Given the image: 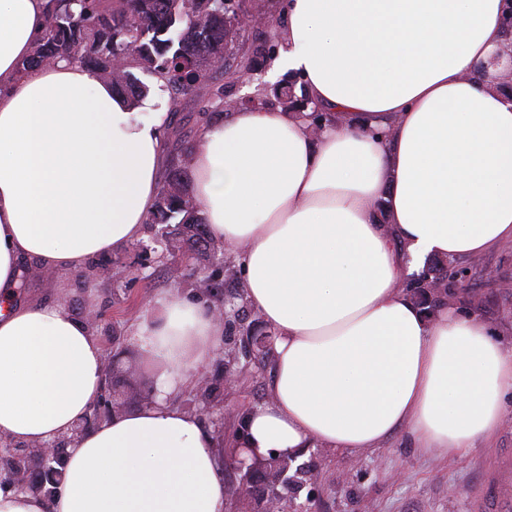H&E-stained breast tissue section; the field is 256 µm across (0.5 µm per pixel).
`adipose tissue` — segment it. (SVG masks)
<instances>
[{
  "mask_svg": "<svg viewBox=\"0 0 512 512\" xmlns=\"http://www.w3.org/2000/svg\"><path fill=\"white\" fill-rule=\"evenodd\" d=\"M48 0H0V436L67 434L106 352L63 304L20 303L24 264L83 272L142 234L167 163L163 112L61 62L20 73ZM503 0H285L283 62L327 112L206 119L190 190L276 333L268 399L233 439L246 461L356 452L404 431L464 454L498 429L512 343L398 286L402 266L512 243V95L479 79ZM385 202L378 215L377 202ZM216 307L161 295L127 338L161 370L151 401L67 450L57 493L0 490V512H228L220 439L173 402L223 346Z\"/></svg>",
  "mask_w": 512,
  "mask_h": 512,
  "instance_id": "1",
  "label": "adipose tissue"
}]
</instances>
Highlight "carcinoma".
Wrapping results in <instances>:
<instances>
[{
  "instance_id": "1",
  "label": "carcinoma",
  "mask_w": 512,
  "mask_h": 512,
  "mask_svg": "<svg viewBox=\"0 0 512 512\" xmlns=\"http://www.w3.org/2000/svg\"><path fill=\"white\" fill-rule=\"evenodd\" d=\"M236 40L237 30L224 18V0H50L44 33L21 71L63 61L86 66L134 109L149 92L139 77L142 73L161 79L164 88L177 94L204 89L212 102L222 106L224 85L218 77L224 75L227 59L238 57L237 68L245 74L253 69L256 54L275 50L266 35L253 55L236 54ZM275 96L291 110L305 109L307 96L296 98L290 86ZM188 156L186 146L167 164L149 223L167 228L159 237L165 246L174 241L189 245L198 260L208 256L214 243L189 192ZM442 269L440 260L417 277L413 297L419 303L428 301L424 281L440 276ZM228 312L234 317L231 335H257L258 319L250 320L231 308ZM291 466L295 467L294 484H275L273 477ZM246 472L247 493L260 503L274 491L286 495L290 488H302L309 467L272 455L250 463Z\"/></svg>"
}]
</instances>
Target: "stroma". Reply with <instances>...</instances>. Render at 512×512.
Listing matches in <instances>:
<instances>
[{
	"instance_id": "35a3bbf8",
	"label": "stroma",
	"mask_w": 512,
	"mask_h": 512,
	"mask_svg": "<svg viewBox=\"0 0 512 512\" xmlns=\"http://www.w3.org/2000/svg\"><path fill=\"white\" fill-rule=\"evenodd\" d=\"M287 81L279 58H262L244 79L225 84L224 96L245 103ZM145 82L153 111L174 114L164 131L169 149L195 143L201 131L204 99L172 97L150 76ZM462 263L471 274L468 288L458 292V299L470 301L471 313L495 327L501 340L511 343L512 251L499 247L463 258ZM108 269L125 272L123 286L105 277ZM212 271L211 260H190L186 251L161 256L133 244L98 259L81 273L45 276L23 272L19 298L52 299L79 318L91 308L101 312L93 332L112 358V373L103 394L124 400L126 410L131 411L138 407L139 395L154 388L158 373L157 366L126 341L141 298L195 293L196 279ZM272 369L269 361L241 360L239 382L228 392L218 379L216 364H209L204 375L210 382V399H202L199 389L194 388L178 395L176 402L212 429L232 436L242 412L267 399ZM506 404L508 412L495 434L466 454L445 449L421 452L402 431L379 447L355 453L309 449L305 461L318 472L319 493L311 503L303 490L295 501L311 503L312 512H476L475 505L492 478L494 464L512 459V395ZM398 471L404 472V481H394Z\"/></svg>"
}]
</instances>
